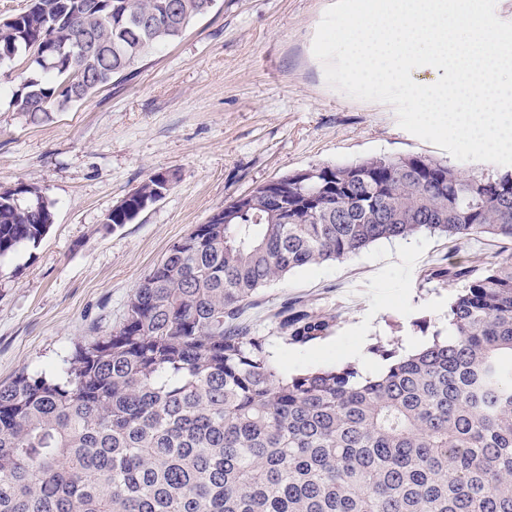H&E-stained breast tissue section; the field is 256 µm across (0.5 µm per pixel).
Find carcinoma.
<instances>
[{"mask_svg":"<svg viewBox=\"0 0 512 512\" xmlns=\"http://www.w3.org/2000/svg\"><path fill=\"white\" fill-rule=\"evenodd\" d=\"M205 0H31L0 18V64L30 44L14 111L65 109L181 38ZM93 43L74 46V30ZM79 68L89 81L65 87ZM368 170L366 180L352 174ZM259 186L174 243L123 322L52 370L0 384V512H512V255L467 271L448 339L378 345L351 366L283 375L237 320L289 272L423 232L512 242V172L464 175L418 155L315 167ZM156 170L113 209L116 229L167 190ZM54 221L39 187L0 191V260ZM331 319L283 306L293 343Z\"/></svg>","mask_w":512,"mask_h":512,"instance_id":"1","label":"carcinoma"}]
</instances>
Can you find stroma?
<instances>
[{
	"label": "stroma",
	"mask_w": 512,
	"mask_h": 512,
	"mask_svg": "<svg viewBox=\"0 0 512 512\" xmlns=\"http://www.w3.org/2000/svg\"><path fill=\"white\" fill-rule=\"evenodd\" d=\"M334 2L217 0L131 73L36 121L11 105L33 66L21 57L0 64V189L37 184L54 213L40 243L0 261V384L24 368L57 367L111 333L170 246L225 202L283 174L406 155L465 174L496 171L493 163L453 160L402 129L392 105L328 86L312 44ZM160 168L178 176L166 197L133 223L105 225V214ZM511 253L490 238L381 242L289 273L259 291L243 320L267 337L282 373L347 364L373 371L383 363L374 343L402 350L446 331L463 282L433 271L486 267ZM287 301L337 322L322 339L286 343L275 314Z\"/></svg>",
	"instance_id": "stroma-1"
}]
</instances>
